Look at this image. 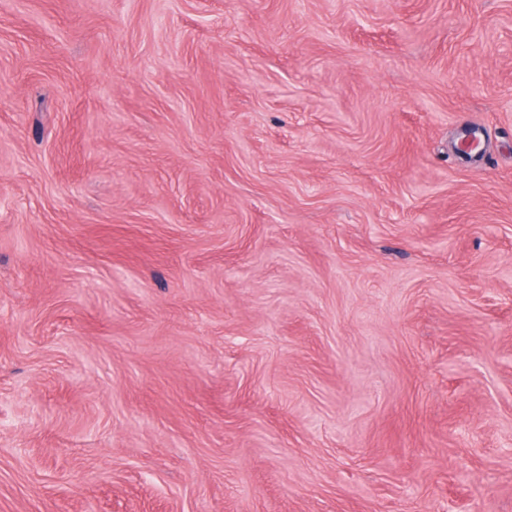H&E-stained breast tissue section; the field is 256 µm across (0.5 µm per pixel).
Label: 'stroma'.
Returning <instances> with one entry per match:
<instances>
[{"instance_id": "stroma-1", "label": "stroma", "mask_w": 512, "mask_h": 512, "mask_svg": "<svg viewBox=\"0 0 512 512\" xmlns=\"http://www.w3.org/2000/svg\"><path fill=\"white\" fill-rule=\"evenodd\" d=\"M0 512H512V0H0Z\"/></svg>"}]
</instances>
